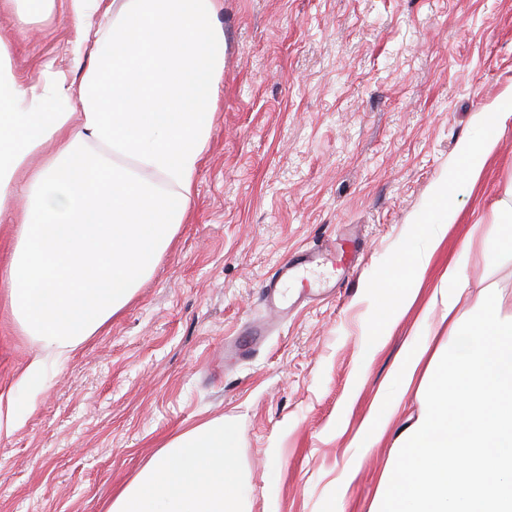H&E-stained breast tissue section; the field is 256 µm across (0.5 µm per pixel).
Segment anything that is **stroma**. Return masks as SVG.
I'll use <instances>...</instances> for the list:
<instances>
[{
	"mask_svg": "<svg viewBox=\"0 0 512 512\" xmlns=\"http://www.w3.org/2000/svg\"><path fill=\"white\" fill-rule=\"evenodd\" d=\"M228 41L190 220L132 300L81 343L8 438L0 512H105L165 440L223 420L236 438L250 512H369L407 395L373 448L350 441L390 375L449 259L470 248L455 309L495 295L474 225L512 184V121L477 182L454 187L457 222L416 304L377 348L387 267L457 142L512 93V0H222ZM14 73L70 65L61 10L32 16ZM358 237L360 262L334 296L272 324L222 379L206 369L224 340L266 320L263 288L281 259ZM0 288V387L39 352ZM353 473L347 491L337 477Z\"/></svg>",
	"mask_w": 512,
	"mask_h": 512,
	"instance_id": "1",
	"label": "stroma"
}]
</instances>
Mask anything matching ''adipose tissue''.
<instances>
[{
    "mask_svg": "<svg viewBox=\"0 0 512 512\" xmlns=\"http://www.w3.org/2000/svg\"><path fill=\"white\" fill-rule=\"evenodd\" d=\"M58 3L69 69L35 83L0 70V219L17 217L0 285L21 329L43 341L0 390V438L19 426L48 366L125 307L187 223L224 81L220 0H17L19 25ZM511 120L512 95L480 113L477 134L456 146L455 175L477 180ZM453 186L432 184L413 219L421 249L400 250L381 277L389 321L415 302L456 221ZM482 247L489 276L512 277V188ZM469 259L464 247L449 261L352 439L377 446L415 393L418 411L370 512H512V314L490 298L471 324L452 320ZM438 316L451 318L454 343L433 342ZM244 481L223 421L212 420L168 438L106 512H243Z\"/></svg>",
    "mask_w": 512,
    "mask_h": 512,
    "instance_id": "ef3b65f1",
    "label": "adipose tissue"
}]
</instances>
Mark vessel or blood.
<instances>
[{"mask_svg": "<svg viewBox=\"0 0 512 512\" xmlns=\"http://www.w3.org/2000/svg\"><path fill=\"white\" fill-rule=\"evenodd\" d=\"M359 250L356 240L346 238L334 250L325 253L309 250L283 260L264 288L270 315L281 317L291 289H298L300 298H314L317 289L345 275L356 264Z\"/></svg>", "mask_w": 512, "mask_h": 512, "instance_id": "1", "label": "vessel or blood"}]
</instances>
